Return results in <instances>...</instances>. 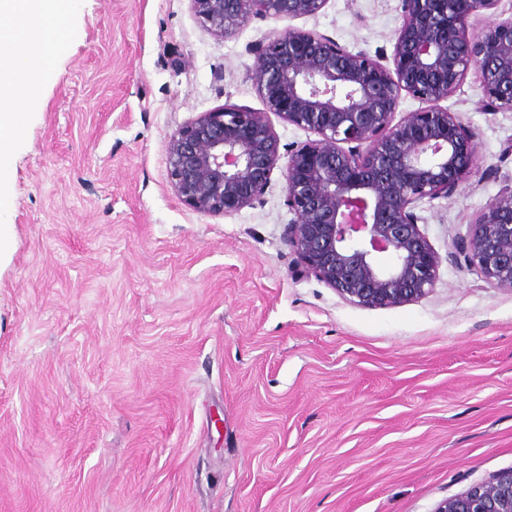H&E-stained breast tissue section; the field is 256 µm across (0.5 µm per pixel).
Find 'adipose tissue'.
Here are the masks:
<instances>
[{
  "label": "adipose tissue",
  "instance_id": "adipose-tissue-1",
  "mask_svg": "<svg viewBox=\"0 0 512 512\" xmlns=\"http://www.w3.org/2000/svg\"><path fill=\"white\" fill-rule=\"evenodd\" d=\"M79 0H0V159L15 130L40 103L41 86L57 72Z\"/></svg>",
  "mask_w": 512,
  "mask_h": 512
}]
</instances>
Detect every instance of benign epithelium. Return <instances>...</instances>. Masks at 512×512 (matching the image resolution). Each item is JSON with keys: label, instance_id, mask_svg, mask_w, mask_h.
I'll use <instances>...</instances> for the list:
<instances>
[{"label": "benign epithelium", "instance_id": "obj_1", "mask_svg": "<svg viewBox=\"0 0 512 512\" xmlns=\"http://www.w3.org/2000/svg\"><path fill=\"white\" fill-rule=\"evenodd\" d=\"M210 32L234 36L253 15L314 17L327 0H190ZM499 0H402L391 59L290 27L257 48L252 80L265 111L226 105L182 125L169 177L196 211L228 216L265 192L281 154L265 113L313 131L283 169L288 245L301 271L364 308L424 298L442 263L416 209L448 196L475 163L476 134L441 102L474 75L486 112L512 110V15ZM490 12L478 32L469 19ZM425 106L399 115L402 95ZM467 264L512 291V188L492 198L458 244ZM388 253L381 267L375 256ZM434 512H512V471L440 502Z\"/></svg>", "mask_w": 512, "mask_h": 512}]
</instances>
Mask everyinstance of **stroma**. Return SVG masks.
<instances>
[{"label":"stroma","instance_id":"35a3bbf8","mask_svg":"<svg viewBox=\"0 0 512 512\" xmlns=\"http://www.w3.org/2000/svg\"><path fill=\"white\" fill-rule=\"evenodd\" d=\"M401 0L212 35L190 0H81L9 164L0 222V512H434L512 469V291L455 245L512 186V112L445 100L471 172L417 214L423 299L368 309L299 273L274 169L231 216L175 193L168 143L266 112L254 47L293 26L391 55Z\"/></svg>","mask_w":512,"mask_h":512}]
</instances>
